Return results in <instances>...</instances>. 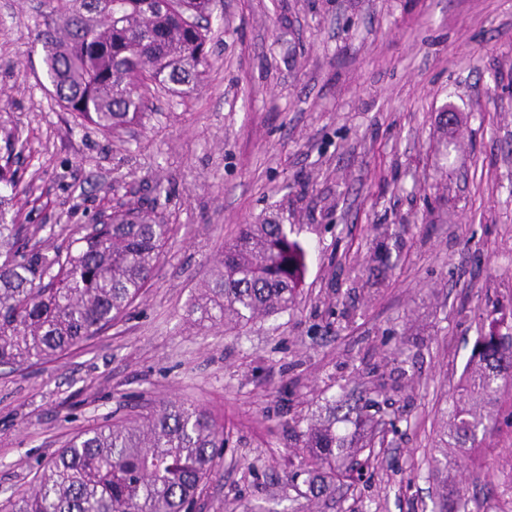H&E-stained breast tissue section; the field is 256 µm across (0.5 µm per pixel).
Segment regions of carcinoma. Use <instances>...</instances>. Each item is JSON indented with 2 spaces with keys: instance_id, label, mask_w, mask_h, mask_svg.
<instances>
[{
  "instance_id": "carcinoma-1",
  "label": "carcinoma",
  "mask_w": 512,
  "mask_h": 512,
  "mask_svg": "<svg viewBox=\"0 0 512 512\" xmlns=\"http://www.w3.org/2000/svg\"><path fill=\"white\" fill-rule=\"evenodd\" d=\"M214 0H48L37 22L47 79L57 102L80 122L114 133L147 116L142 89L199 85L210 66ZM164 188L135 206L118 202L92 219L66 251L29 245L18 222L14 177L0 171V367L21 369L78 348L112 327L154 276L172 225L159 211ZM305 250L276 221L242 224L215 261L213 279L189 315L199 326L242 328L295 304ZM512 403V327L493 318L456 388L442 442L484 451L497 404ZM301 473L315 496L336 489L340 467L373 447L336 434L328 420L298 435ZM224 426L206 408L180 401L85 430L56 451L33 483L0 512H194ZM466 489L442 492L435 512H467Z\"/></svg>"
}]
</instances>
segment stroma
Listing matches in <instances>:
<instances>
[{
  "label": "stroma",
  "instance_id": "obj_1",
  "mask_svg": "<svg viewBox=\"0 0 512 512\" xmlns=\"http://www.w3.org/2000/svg\"><path fill=\"white\" fill-rule=\"evenodd\" d=\"M211 66L182 97L147 91L145 126L78 128L46 89L37 0H0V156L26 141L32 241L63 249L111 206L169 189L153 279L110 329L0 369V501L73 435L179 400L224 426L198 512H433L451 393L487 315L512 318V0H215ZM455 112L448 125L442 114ZM290 225L295 306L244 328L188 310L240 225ZM383 413L337 432L371 460L313 497L295 430L343 394ZM486 466L512 472L500 404ZM452 456L470 512H512L505 481Z\"/></svg>",
  "mask_w": 512,
  "mask_h": 512
}]
</instances>
